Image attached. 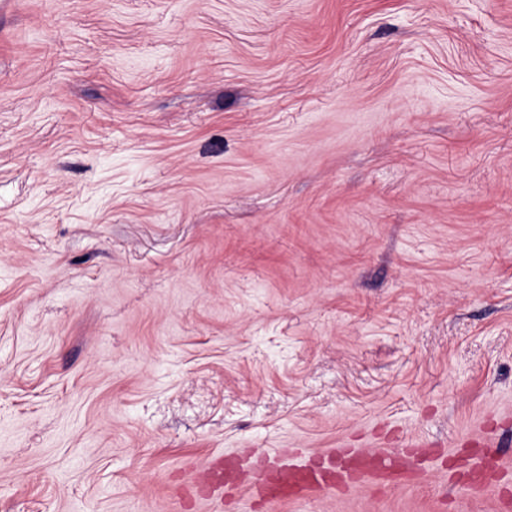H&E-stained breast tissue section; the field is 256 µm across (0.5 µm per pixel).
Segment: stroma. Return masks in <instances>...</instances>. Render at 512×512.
<instances>
[{"label":"stroma","mask_w":512,"mask_h":512,"mask_svg":"<svg viewBox=\"0 0 512 512\" xmlns=\"http://www.w3.org/2000/svg\"><path fill=\"white\" fill-rule=\"evenodd\" d=\"M414 443L199 512H512V0H0V512ZM347 465L336 472V457ZM395 467L392 457L384 452L366 453L361 448H348L341 454L336 449L316 453L304 470L282 465L276 471L254 470L248 479L249 490L269 502H282L308 492L332 491L379 477L382 471ZM236 466L237 457L234 455H226L224 458V454H221L210 460L208 463V472L214 482L211 483V489L206 495L207 498L211 497L214 490L224 487L225 472L234 470Z\"/></svg>","instance_id":"obj_1"}]
</instances>
